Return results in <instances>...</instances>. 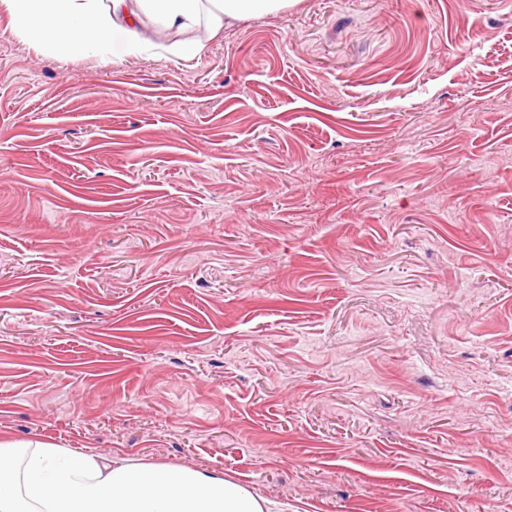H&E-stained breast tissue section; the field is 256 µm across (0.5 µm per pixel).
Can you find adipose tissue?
I'll use <instances>...</instances> for the list:
<instances>
[{"instance_id": "obj_1", "label": "adipose tissue", "mask_w": 512, "mask_h": 512, "mask_svg": "<svg viewBox=\"0 0 512 512\" xmlns=\"http://www.w3.org/2000/svg\"><path fill=\"white\" fill-rule=\"evenodd\" d=\"M290 0H0L14 30L37 47L118 62L141 52L137 27L224 24L287 9ZM0 512H265L223 476L173 465L118 463L41 443L0 442Z\"/></svg>"}]
</instances>
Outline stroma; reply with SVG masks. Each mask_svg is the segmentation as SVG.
Listing matches in <instances>:
<instances>
[{"label":"stroma","mask_w":512,"mask_h":512,"mask_svg":"<svg viewBox=\"0 0 512 512\" xmlns=\"http://www.w3.org/2000/svg\"><path fill=\"white\" fill-rule=\"evenodd\" d=\"M138 38L0 12V441L270 512H512V0Z\"/></svg>","instance_id":"obj_1"}]
</instances>
